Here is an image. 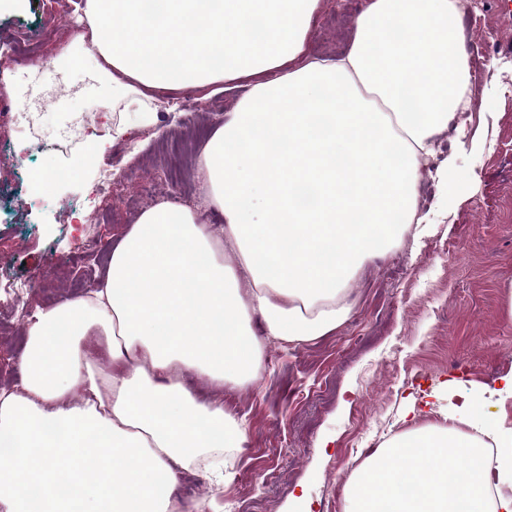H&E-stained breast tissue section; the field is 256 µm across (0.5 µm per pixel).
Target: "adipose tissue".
Wrapping results in <instances>:
<instances>
[{
    "label": "adipose tissue",
    "instance_id": "obj_1",
    "mask_svg": "<svg viewBox=\"0 0 512 512\" xmlns=\"http://www.w3.org/2000/svg\"><path fill=\"white\" fill-rule=\"evenodd\" d=\"M143 3H84L126 114L113 138L153 123L151 90L258 78L197 160L224 225L155 205L96 288L29 318L21 389H0V512H203L177 495L183 471L224 479L246 430L189 381L255 380L267 340L310 343L350 317L348 280L373 240L401 245L396 217L421 223L422 160L470 93L460 0H368L335 60L306 55L319 0ZM448 395L446 424L352 472L346 512H512L493 482L512 474V433Z\"/></svg>",
    "mask_w": 512,
    "mask_h": 512
}]
</instances>
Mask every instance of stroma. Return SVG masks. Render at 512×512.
I'll return each instance as SVG.
<instances>
[{
    "mask_svg": "<svg viewBox=\"0 0 512 512\" xmlns=\"http://www.w3.org/2000/svg\"><path fill=\"white\" fill-rule=\"evenodd\" d=\"M85 0H9L0 8V89L17 111L32 110L45 138L76 124L82 113L112 102L97 59H84L65 20L82 21ZM366 0H319L309 54L334 58L347 45ZM473 71L476 110L462 130H444L446 153L460 190L445 194L437 179L422 185L429 223L411 226L401 248L362 261L348 283L354 314L335 332L292 347L269 341L264 374L221 388L194 383L201 399L219 396L243 421L246 438L223 484L202 470L185 474L182 500L205 501V512H344L345 484L369 445L403 434L414 423L444 420L440 393L456 381L460 393H483L482 418L512 427V399L498 394L512 373V318L502 293L512 283V102L498 89L504 58H512V0H487L478 20L462 18ZM34 54L44 68L20 65ZM250 77L219 90H166L154 101L155 121L108 143L118 160L112 191L100 195L98 167L40 187L36 174L74 166L75 152L32 147L19 163L0 164V185L40 198L44 207L21 218L0 198V258H15L16 275L30 274L47 255H67L68 280L37 283L28 306L74 297V283L95 284L121 234L151 207L143 188L171 197H200L195 159L166 179L167 148L200 128L213 133L234 111ZM53 98L50 109L35 107ZM95 201L92 231L69 223V205ZM441 239L453 251L435 250ZM28 318L0 291V388L20 382L17 358ZM416 407L418 421L405 419Z\"/></svg>",
    "mask_w": 512,
    "mask_h": 512,
    "instance_id": "1",
    "label": "stroma"
}]
</instances>
